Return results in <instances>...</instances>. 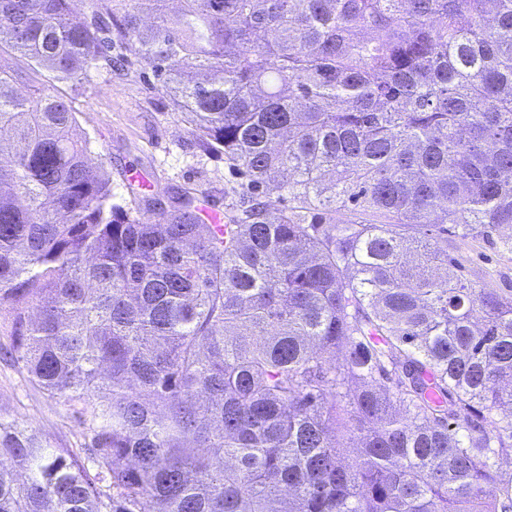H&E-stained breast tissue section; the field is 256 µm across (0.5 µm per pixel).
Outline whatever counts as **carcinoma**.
<instances>
[{"label": "carcinoma", "instance_id": "obj_1", "mask_svg": "<svg viewBox=\"0 0 512 512\" xmlns=\"http://www.w3.org/2000/svg\"><path fill=\"white\" fill-rule=\"evenodd\" d=\"M71 2L0 0V354L96 402L97 471L0 420V512H512V289L437 247L512 229V0ZM116 44L248 178L227 223L117 211L16 90Z\"/></svg>", "mask_w": 512, "mask_h": 512}]
</instances>
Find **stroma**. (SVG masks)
I'll use <instances>...</instances> for the list:
<instances>
[{"label": "stroma", "mask_w": 512, "mask_h": 512, "mask_svg": "<svg viewBox=\"0 0 512 512\" xmlns=\"http://www.w3.org/2000/svg\"><path fill=\"white\" fill-rule=\"evenodd\" d=\"M42 81L69 100L90 142L89 160L108 171L119 210L153 218L180 208L188 196L196 209L225 212L242 204L245 178L223 156L198 147L185 114L156 88L145 63L132 58L120 70L102 64L78 83L47 75ZM501 235L498 229L467 239L451 234L438 244L464 266L472 283L512 288V253L498 248ZM92 411V402L50 396L0 359V419L33 429L53 447L85 459Z\"/></svg>", "instance_id": "35a3bbf8"}]
</instances>
